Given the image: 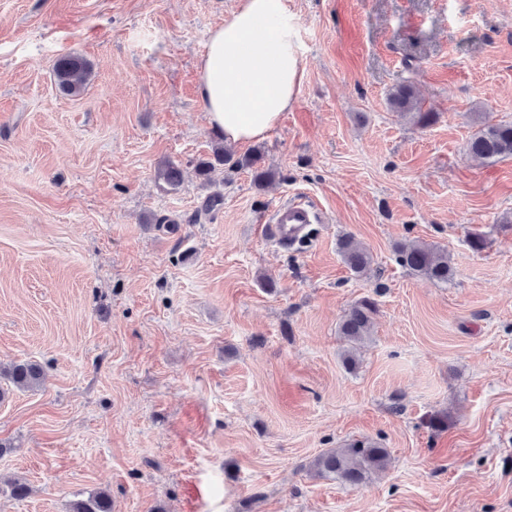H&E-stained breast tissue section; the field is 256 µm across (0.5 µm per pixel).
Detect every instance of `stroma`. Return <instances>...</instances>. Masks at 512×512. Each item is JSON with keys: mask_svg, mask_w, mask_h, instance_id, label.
Wrapping results in <instances>:
<instances>
[{"mask_svg": "<svg viewBox=\"0 0 512 512\" xmlns=\"http://www.w3.org/2000/svg\"><path fill=\"white\" fill-rule=\"evenodd\" d=\"M236 3L0 0V366L44 370L0 401V512L102 490L112 512H512V157L468 150L512 122V0H291L297 102L234 147L261 150L262 189L194 172L220 142L200 60ZM69 53L93 69L79 97L53 80ZM406 83L428 127L391 112ZM300 194L318 236L276 245L265 221ZM414 240L448 283L400 264ZM367 296L349 371L339 324ZM363 438L389 454L371 480L312 469ZM339 250L344 263L355 275L361 276L371 267L372 254L352 236H345L340 240ZM399 261L413 274L430 281L448 283L452 269L448 253L432 244L412 241L400 246Z\"/></svg>", "mask_w": 512, "mask_h": 512, "instance_id": "stroma-1", "label": "stroma"}]
</instances>
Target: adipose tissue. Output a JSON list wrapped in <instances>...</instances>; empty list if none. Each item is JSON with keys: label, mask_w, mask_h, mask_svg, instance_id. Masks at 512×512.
Masks as SVG:
<instances>
[{"label": "adipose tissue", "mask_w": 512, "mask_h": 512, "mask_svg": "<svg viewBox=\"0 0 512 512\" xmlns=\"http://www.w3.org/2000/svg\"><path fill=\"white\" fill-rule=\"evenodd\" d=\"M200 71L208 120L225 142L266 137L304 79L288 0H238L211 32Z\"/></svg>", "instance_id": "1"}]
</instances>
